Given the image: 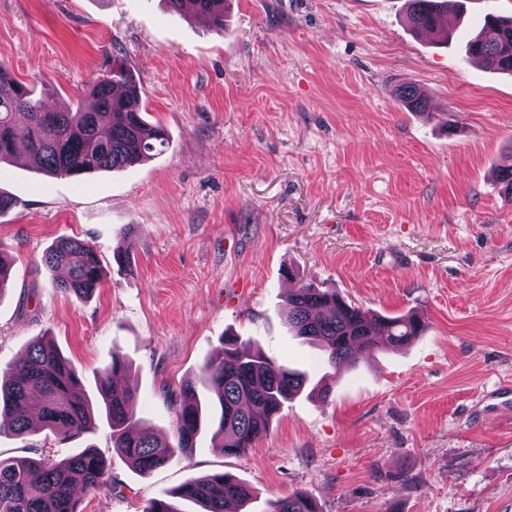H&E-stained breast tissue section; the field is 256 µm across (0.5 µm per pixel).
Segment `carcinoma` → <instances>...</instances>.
Wrapping results in <instances>:
<instances>
[{
  "instance_id": "carcinoma-1",
  "label": "carcinoma",
  "mask_w": 512,
  "mask_h": 512,
  "mask_svg": "<svg viewBox=\"0 0 512 512\" xmlns=\"http://www.w3.org/2000/svg\"><path fill=\"white\" fill-rule=\"evenodd\" d=\"M177 16L206 18L224 27L226 0H165ZM408 21L417 34L448 41L442 16L463 7V0H406ZM465 61L488 65L512 75V16L488 14L480 31L465 45ZM409 112H424L428 96L411 83L394 89ZM92 104L74 112L54 111L34 97V90L9 77L0 64V163L26 156L38 173L50 177L80 178L98 171L124 169L158 155L168 147V134L146 122L139 107L140 87L126 64L112 69L89 85ZM50 269L66 276L55 288L66 295L89 298L105 276L97 252L74 237L56 240L43 256ZM288 329L308 343H321L325 363L336 370L352 368L353 349L395 350L421 336L426 323L417 314L368 315L345 301L334 289L301 285L288 295ZM223 348L185 381L175 405V441H160L153 428L134 411L136 395L112 383L127 374L126 358H112L98 374L97 390L105 420L112 429V448L142 475L188 456L202 431L198 388L211 391L214 413L210 428L216 446L226 456H239L269 429L284 404L304 388L307 376L270 359L254 340L224 333ZM81 380L57 347L45 336L35 338L18 362L0 373V434L16 436L40 428L62 440L91 434L97 420ZM111 461L88 446L64 460L0 459V512H83L76 492L96 493L111 486ZM251 488L224 473H212L183 483L167 499L148 504L144 512H185L191 503L203 512H227L226 505L244 506ZM266 512H318L316 503L302 494L268 502Z\"/></svg>"
}]
</instances>
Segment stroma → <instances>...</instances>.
Instances as JSON below:
<instances>
[{"mask_svg":"<svg viewBox=\"0 0 512 512\" xmlns=\"http://www.w3.org/2000/svg\"><path fill=\"white\" fill-rule=\"evenodd\" d=\"M406 0H231L223 31L164 0H0V64L48 108L126 63L162 155L75 182L23 161L0 166V369L51 336L91 403L120 351L136 413L172 437L173 397L217 354L225 330L332 386L300 395L240 456L210 431L192 454L143 476L111 429L63 441L0 436V458L60 461L93 445L112 486L84 512H144L184 481L222 472L248 484V512L292 493L319 512H512V402L474 394L512 385V75L469 67L464 37L512 0H468L451 42L416 36ZM402 82L429 97L406 111ZM92 244L107 271L80 300L43 262L59 238ZM131 247V267L112 254ZM333 288L363 310L421 314L411 346L358 354L334 371L293 337L291 288Z\"/></svg>","mask_w":512,"mask_h":512,"instance_id":"1","label":"stroma"}]
</instances>
